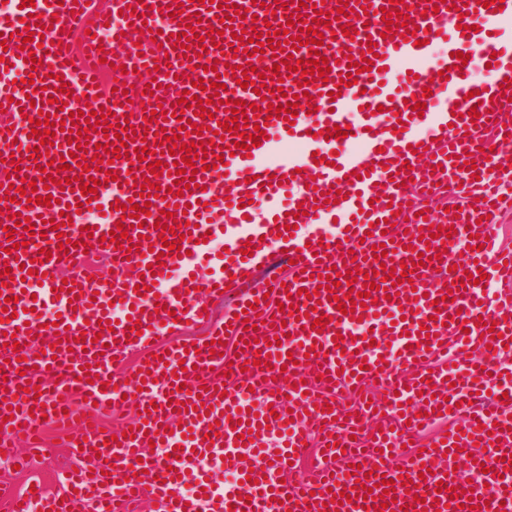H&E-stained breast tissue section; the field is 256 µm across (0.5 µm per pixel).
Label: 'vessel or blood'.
I'll return each mask as SVG.
<instances>
[{"label":"vessel or blood","mask_w":512,"mask_h":512,"mask_svg":"<svg viewBox=\"0 0 512 512\" xmlns=\"http://www.w3.org/2000/svg\"><path fill=\"white\" fill-rule=\"evenodd\" d=\"M10 0L0 11V446L25 436L41 447L45 422L78 419L67 446L74 463L62 471L59 490L41 486L9 498V512H135L144 497L159 512H380L383 504L405 512H512V374L499 358L512 343V252L491 236V216L512 185V161L495 142L512 141V47L500 38L512 19V0ZM344 9L348 34L333 33L326 19ZM392 13L385 23L383 13ZM408 21L398 20V13ZM312 22L322 46L299 45V26ZM196 39L181 44L184 25ZM286 41L257 58L235 52L234 35ZM444 42L441 54L433 45ZM319 51L331 70L326 77L274 69L275 61ZM469 55L462 64L461 55ZM361 65L357 84L343 86L347 60ZM486 79L475 83V63ZM263 80L269 93L247 91L245 116L263 134L249 150L233 134L217 136L232 118L229 104L216 103L212 82L237 87L242 74ZM197 92L208 118L183 109L169 88ZM64 93H57V86ZM297 95L294 122L268 118L267 107L287 105ZM424 98L423 112L412 98ZM97 112L100 120L87 124ZM73 121V132L33 134L39 118ZM196 127L180 128V121ZM128 123L126 141L105 136L108 125ZM339 126L346 136L324 137ZM183 143L210 141L195 165V185L174 194L177 168L171 135ZM168 142H161V135ZM300 144L276 150L275 140ZM361 143L351 152L347 142ZM127 144L130 153L114 158ZM147 160H139V148ZM98 158L96 193L82 195L84 167L66 182L62 158L69 153ZM159 163V174L149 166ZM114 181H107V174ZM314 185L303 188L302 174ZM35 182L51 205L14 194ZM167 190L145 199L144 183ZM453 183L464 199L462 215L436 212L419 217L415 194ZM149 204L143 227L124 217L122 204ZM98 213L97 223L83 216ZM28 217L33 231L16 225ZM173 227L160 239L159 225ZM128 229L120 244L107 235ZM74 247L63 250L60 238ZM225 241L210 271L200 269L207 238ZM466 256L455 257L456 238ZM105 255L111 273L99 281L80 272L83 243ZM292 261L283 281L243 289L242 272L271 244ZM385 245V260L374 248ZM50 251L43 259L41 251ZM427 261H419L423 252ZM33 270H26V263ZM410 265V280L399 268ZM388 267L379 277L380 267ZM485 278L473 281L476 272ZM337 274L339 287L326 289ZM240 289L236 309L207 337L188 344L168 338L173 330L204 324L213 311L206 301ZM369 293L366 304L351 295ZM283 310L270 309L271 300ZM124 313L114 316L113 306ZM246 310V318L235 310ZM326 319L314 330L315 319ZM114 320L113 329L103 328ZM47 335V355L35 360L28 344ZM233 341L237 355L225 352ZM475 348L465 363L457 348ZM145 353L130 383H117L112 364L133 350ZM93 381H86V374ZM235 388L225 389L224 379ZM375 381L384 401L361 402L356 411L336 402L338 389ZM192 384L187 396L178 387ZM138 389L141 409L131 435L106 441L100 411L124 407L123 395ZM487 392L490 403L478 402ZM263 403L248 413L244 396ZM460 418L440 443L413 452L402 468L394 452L420 426ZM389 418L398 428L369 430ZM279 438L271 457L267 434ZM329 463L317 480L291 474L309 441ZM489 471L481 484H464L460 469ZM234 472L232 485L212 477L214 467ZM392 479L382 490V479ZM193 482L196 493L181 492ZM349 502H340L341 494Z\"/></svg>","instance_id":"obj_1"}]
</instances>
